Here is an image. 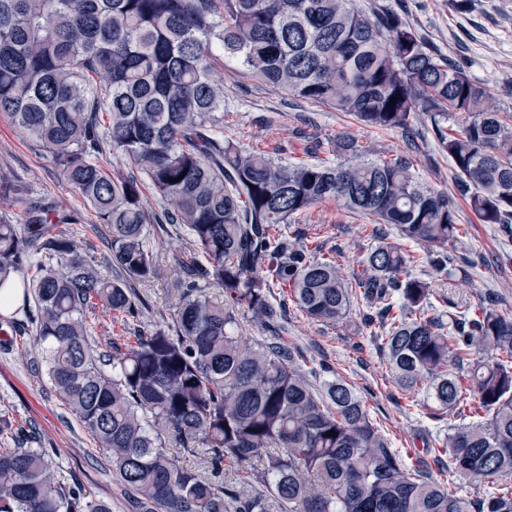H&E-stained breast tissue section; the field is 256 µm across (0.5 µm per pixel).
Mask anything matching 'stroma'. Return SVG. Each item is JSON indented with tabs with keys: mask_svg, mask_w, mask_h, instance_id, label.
Instances as JSON below:
<instances>
[{
	"mask_svg": "<svg viewBox=\"0 0 512 512\" xmlns=\"http://www.w3.org/2000/svg\"><path fill=\"white\" fill-rule=\"evenodd\" d=\"M364 10L387 7L401 12L427 42L446 56L464 55L469 76L484 84L494 111L512 116V0H470L456 9L451 0H356ZM224 136L245 149L260 150L286 162L337 164L353 156L390 160L410 156L419 181L452 192V170L430 134L424 116L411 118L419 130L417 150L395 131L369 128L351 115L304 102L244 77L237 62L224 63ZM354 141L356 153L338 150L343 140ZM0 171L10 173L17 191L10 201L0 202V219L20 222L25 211L37 203H53L78 218L83 226L82 247L101 271H108L109 248L105 231L95 228V217L80 194L65 179L52 158L37 150L8 122L0 120ZM458 224L464 233L455 252L473 262L467 273H439L429 266L422 247L400 239L393 227L378 229L372 216L326 201L296 216L294 224L307 229L309 250L333 257L346 278L359 275L363 261L377 243V232L415 258L413 275L430 281L436 295L465 305H480L487 295H496L500 311L512 315V239L496 225L481 223L463 199L454 201ZM155 247L162 267L153 282L137 284L148 302L139 324L152 328L170 318L176 307L169 268L187 252L184 241L159 235ZM239 332L244 340L276 336L298 352L310 381L322 384L328 372L347 380L361 394L365 405L393 447L408 461L423 459L433 464L434 444L450 426L472 421L477 398H470L459 413L442 410L425 393L413 395L392 382L380 350V331L352 316L349 327H331L308 319L289 307L277 333H269L251 312L239 313ZM33 353L26 343L0 348V416L34 430L53 463L64 467L91 494L111 503L112 512H127L128 499L112 477V468L97 453L92 437L55 396L44 372L35 370Z\"/></svg>",
	"mask_w": 512,
	"mask_h": 512,
	"instance_id": "stroma-1",
	"label": "stroma"
}]
</instances>
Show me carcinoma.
I'll list each match as a JSON object with an SVG mask.
<instances>
[{"mask_svg":"<svg viewBox=\"0 0 512 512\" xmlns=\"http://www.w3.org/2000/svg\"><path fill=\"white\" fill-rule=\"evenodd\" d=\"M225 58L365 126L404 134L423 114L454 192L512 236V124L488 107L467 59L440 56L397 12L369 14L354 0H0V118L81 194L107 230L115 271L88 260L65 211L1 219L0 307L19 295L25 305L20 318L1 316L0 330L40 350L131 512H512V316L491 300L457 312L445 332L431 284L398 246L375 245L350 282L291 231L295 216L334 200L446 270L460 240L448 193L420 183L404 157L285 163L225 139L224 86L213 80ZM107 151L131 174L103 166ZM147 191L164 208L148 209ZM166 224L190 245L175 262L170 321L130 345L102 340L97 312L139 319L128 280L157 275L152 240ZM276 286L328 326L365 300L361 319L381 328L401 391L424 390L456 412L465 392L478 398L483 415L440 444L448 483L406 465L344 379L317 389L295 349L241 341L239 309L268 330L287 311L269 299ZM485 351L501 359L486 364ZM0 434L13 443L0 447V512H111L32 446V432L5 417ZM465 485L473 496L451 490Z\"/></svg>","mask_w":512,"mask_h":512,"instance_id":"1","label":"carcinoma"}]
</instances>
